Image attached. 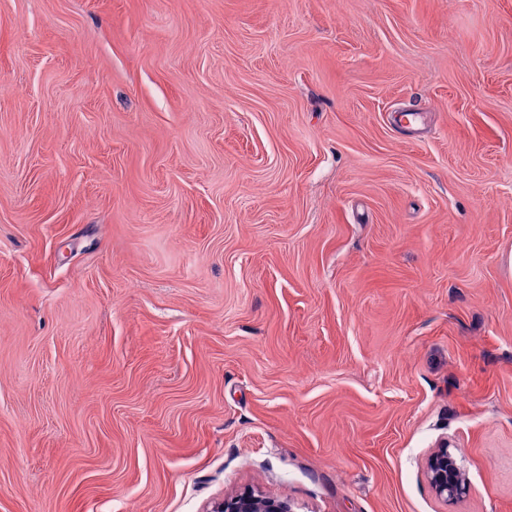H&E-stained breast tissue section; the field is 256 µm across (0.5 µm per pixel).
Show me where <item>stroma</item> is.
Instances as JSON below:
<instances>
[{
    "label": "stroma",
    "instance_id": "obj_1",
    "mask_svg": "<svg viewBox=\"0 0 512 512\" xmlns=\"http://www.w3.org/2000/svg\"><path fill=\"white\" fill-rule=\"evenodd\" d=\"M246 487L512 512V0H0V512ZM426 475L436 496L446 502L458 498L465 491L461 470L448 448H438L430 455Z\"/></svg>",
    "mask_w": 512,
    "mask_h": 512
}]
</instances>
